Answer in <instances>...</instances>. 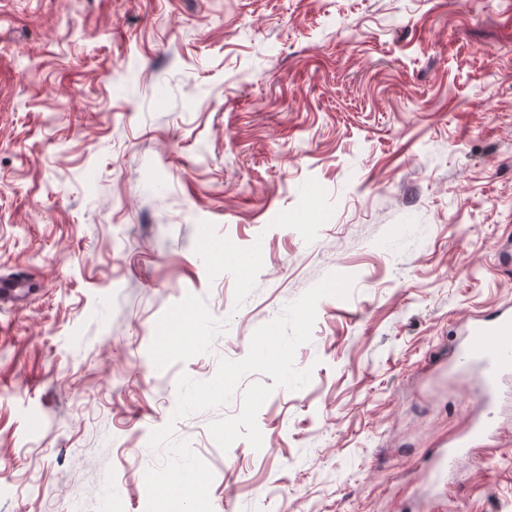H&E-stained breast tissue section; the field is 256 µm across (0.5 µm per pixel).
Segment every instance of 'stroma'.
<instances>
[{"instance_id": "35a3bbf8", "label": "stroma", "mask_w": 512, "mask_h": 512, "mask_svg": "<svg viewBox=\"0 0 512 512\" xmlns=\"http://www.w3.org/2000/svg\"><path fill=\"white\" fill-rule=\"evenodd\" d=\"M512 0H0V512H146L181 374L214 377L332 273L311 369L221 451L175 421L213 512H512L499 439L435 363L512 305Z\"/></svg>"}]
</instances>
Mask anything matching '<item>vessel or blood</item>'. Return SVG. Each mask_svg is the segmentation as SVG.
<instances>
[{"instance_id": "b4317fda", "label": "vessel or blood", "mask_w": 512, "mask_h": 512, "mask_svg": "<svg viewBox=\"0 0 512 512\" xmlns=\"http://www.w3.org/2000/svg\"><path fill=\"white\" fill-rule=\"evenodd\" d=\"M467 341L455 362L461 370L477 369L486 409H493L503 379L512 374V308L499 306L472 316L465 329ZM491 434L490 419L474 418L451 440L448 466H455L471 443Z\"/></svg>"}]
</instances>
